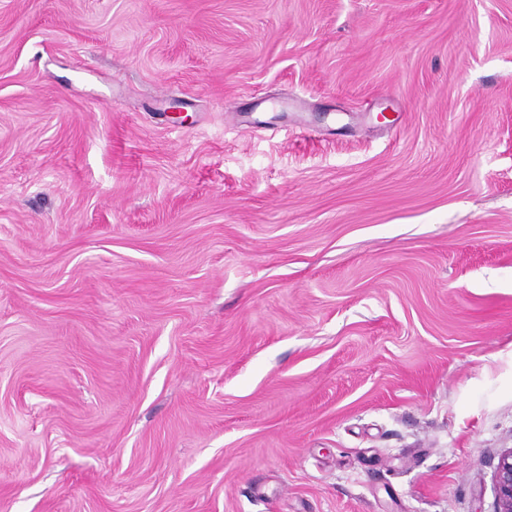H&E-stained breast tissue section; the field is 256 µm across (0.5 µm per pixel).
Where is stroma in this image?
Wrapping results in <instances>:
<instances>
[{
    "label": "stroma",
    "mask_w": 512,
    "mask_h": 512,
    "mask_svg": "<svg viewBox=\"0 0 512 512\" xmlns=\"http://www.w3.org/2000/svg\"><path fill=\"white\" fill-rule=\"evenodd\" d=\"M512 0H0V512H494Z\"/></svg>",
    "instance_id": "stroma-1"
}]
</instances>
